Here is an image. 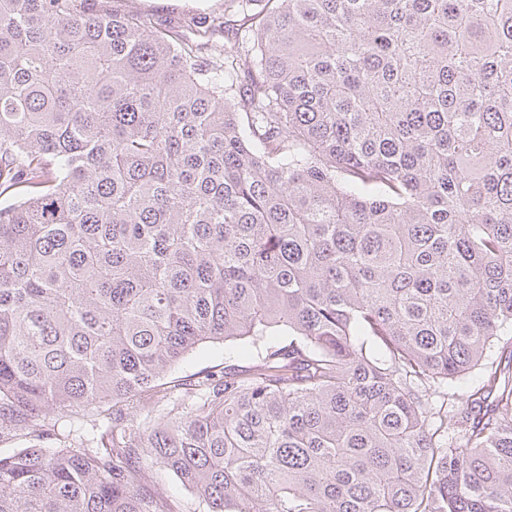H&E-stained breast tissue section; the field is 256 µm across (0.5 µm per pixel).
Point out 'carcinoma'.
<instances>
[{"mask_svg":"<svg viewBox=\"0 0 512 512\" xmlns=\"http://www.w3.org/2000/svg\"><path fill=\"white\" fill-rule=\"evenodd\" d=\"M97 2L0 0V512H512V0ZM109 0L107 3L112 9H133L157 23L168 24L179 18H188L192 15H219L224 13V0ZM254 351L246 345L232 343H207L176 365L169 378L186 377L200 371L219 369L229 365L248 370L254 364ZM159 491L169 499L173 500L184 512L203 511L194 494L188 491L182 484L171 475H163L159 484L155 483ZM196 510V511H195Z\"/></svg>","mask_w":512,"mask_h":512,"instance_id":"cac0c4a2","label":"carcinoma"}]
</instances>
